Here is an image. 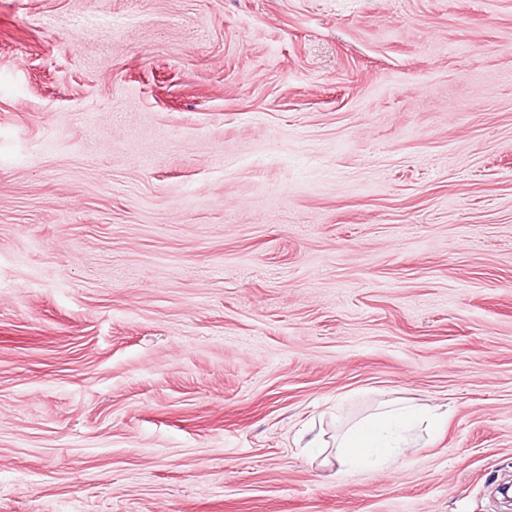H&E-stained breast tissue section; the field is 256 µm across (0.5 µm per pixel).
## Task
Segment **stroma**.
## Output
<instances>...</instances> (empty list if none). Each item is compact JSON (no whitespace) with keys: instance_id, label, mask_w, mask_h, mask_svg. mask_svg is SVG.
Wrapping results in <instances>:
<instances>
[{"instance_id":"obj_1","label":"stroma","mask_w":512,"mask_h":512,"mask_svg":"<svg viewBox=\"0 0 512 512\" xmlns=\"http://www.w3.org/2000/svg\"><path fill=\"white\" fill-rule=\"evenodd\" d=\"M444 405L393 465L338 426ZM512 0H0V512H507Z\"/></svg>"}]
</instances>
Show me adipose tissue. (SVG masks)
Masks as SVG:
<instances>
[{
	"mask_svg": "<svg viewBox=\"0 0 512 512\" xmlns=\"http://www.w3.org/2000/svg\"><path fill=\"white\" fill-rule=\"evenodd\" d=\"M446 418V411L438 407L383 402L368 417L338 428L334 456L347 472L390 465L415 447L416 431L433 432Z\"/></svg>",
	"mask_w": 512,
	"mask_h": 512,
	"instance_id": "ef3b65f1",
	"label": "adipose tissue"
}]
</instances>
